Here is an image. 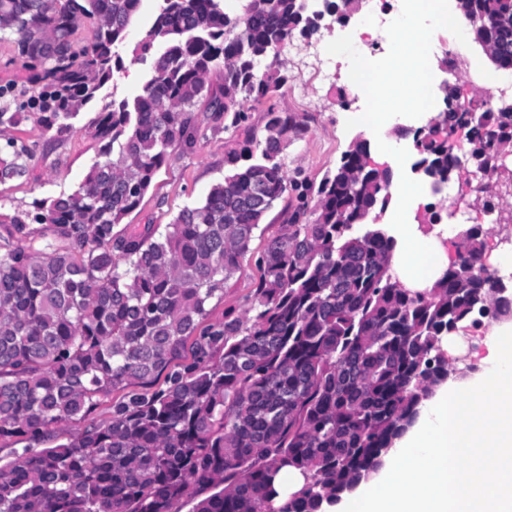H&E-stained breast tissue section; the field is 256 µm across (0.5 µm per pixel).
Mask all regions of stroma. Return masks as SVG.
<instances>
[{
	"label": "stroma",
	"instance_id": "1",
	"mask_svg": "<svg viewBox=\"0 0 512 512\" xmlns=\"http://www.w3.org/2000/svg\"><path fill=\"white\" fill-rule=\"evenodd\" d=\"M278 60L295 78L275 102L305 126L302 136L283 151L284 168L290 178L316 184L353 142L370 140L372 134L354 128L353 119L362 102L356 99L344 73H337L335 80L327 83L314 71L298 72L294 57L286 51H279ZM196 116L194 148L175 153L157 173L138 209L128 216V223H170L184 206L201 199L213 184L223 180L225 154L235 147L240 133L231 127L230 117L217 124L205 110H197ZM90 118V112H81L73 132L60 139L44 132L32 116L14 128V135L29 146L32 160L28 175L0 184V239L8 237L12 229L11 216L30 209L33 201L77 188L99 148L86 131ZM283 222L281 206H274L262 223L264 237L255 238L243 273L231 280L214 309V318H223L228 309L241 313L250 308L255 262L264 238L279 233Z\"/></svg>",
	"mask_w": 512,
	"mask_h": 512
}]
</instances>
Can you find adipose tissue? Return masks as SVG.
I'll return each instance as SVG.
<instances>
[{
	"label": "adipose tissue",
	"instance_id": "ef3b65f1",
	"mask_svg": "<svg viewBox=\"0 0 512 512\" xmlns=\"http://www.w3.org/2000/svg\"><path fill=\"white\" fill-rule=\"evenodd\" d=\"M445 0H415L414 12L395 33L414 75L412 101L430 109L425 87L432 63L423 44ZM374 110L367 125L379 136L372 161L401 166L390 125L391 85L385 74L369 77ZM388 206L398 218L392 266L402 283L424 290L455 258L436 230L416 219L419 193L401 180L389 187ZM481 371L437 385L416 422L396 439L374 479L343 493L326 512H512V321L494 328Z\"/></svg>",
	"mask_w": 512,
	"mask_h": 512
}]
</instances>
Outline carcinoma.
I'll return each instance as SVG.
<instances>
[{"mask_svg":"<svg viewBox=\"0 0 512 512\" xmlns=\"http://www.w3.org/2000/svg\"><path fill=\"white\" fill-rule=\"evenodd\" d=\"M142 2L0 0V41L30 73L29 101L51 104L38 116L44 131L70 134L118 85ZM157 2L134 49L141 90L94 110L87 132L103 146L78 189L14 215L0 244V439L43 436L112 404L106 423L0 462V512H180L192 502V512H321L370 478L453 372L443 337L512 316V292L485 269L480 224L461 236L470 273L453 262L418 294L393 279L395 241L367 223L388 203L367 142L316 189L288 177L281 154L304 127L272 98L294 75L264 61L307 36L304 0H245L233 16L224 0ZM458 2L474 40L512 67V0ZM214 70L219 94L200 78ZM264 101L263 137L245 131L204 199L163 226L123 224L175 149L194 146L197 104L238 127L247 104ZM447 114L486 168L512 145V112ZM413 142V167L441 192L448 145L420 130ZM29 161L23 141L4 138L0 182L26 175ZM290 190L298 204L256 260L251 312L209 322ZM35 224L51 232L37 247ZM288 468L302 482L283 494L275 480Z\"/></svg>","mask_w":512,"mask_h":512,"instance_id":"cac0c4a2","label":"carcinoma"}]
</instances>
